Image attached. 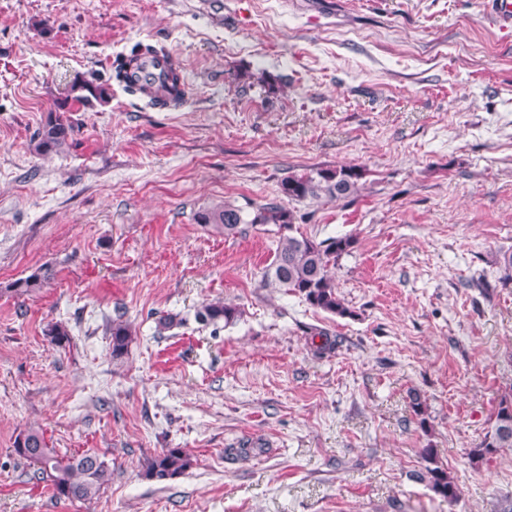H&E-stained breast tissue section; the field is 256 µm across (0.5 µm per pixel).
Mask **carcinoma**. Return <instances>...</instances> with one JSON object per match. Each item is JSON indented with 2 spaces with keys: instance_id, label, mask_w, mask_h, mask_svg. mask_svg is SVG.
Listing matches in <instances>:
<instances>
[{
  "instance_id": "carcinoma-1",
  "label": "carcinoma",
  "mask_w": 512,
  "mask_h": 512,
  "mask_svg": "<svg viewBox=\"0 0 512 512\" xmlns=\"http://www.w3.org/2000/svg\"><path fill=\"white\" fill-rule=\"evenodd\" d=\"M70 95L77 102L93 104L107 95V88L87 81H76L70 86ZM73 131L70 120L62 113L50 116L34 134V151L45 155L63 147ZM361 173L351 166L313 168L302 173H291L281 182V194L288 201H353L359 195ZM200 223L233 236L241 232V225L253 227L273 224L277 227V246L274 259L263 275V286L282 288L300 295L310 306L346 317L353 311L345 305L336 292L334 269L339 258L350 252L355 239L350 236L329 237L320 241L294 234L296 215L282 202H268L246 210L232 203L216 205L198 215ZM53 280V272L41 267L25 278L7 285L5 291L19 297L39 293ZM241 310L230 303H206L196 312V318L205 325L238 320ZM112 358L125 355L131 342L130 325L117 318L109 323ZM47 336L56 347L70 341L67 326L61 322L49 324ZM504 448H512V397L501 398L495 413L494 424L484 439L473 449L471 458L480 460ZM13 452L36 467L35 477L51 482L54 495L69 501H91L112 482V466L96 452L85 451L61 456L48 446L43 433L30 427L19 435ZM426 462L417 478L448 506L461 498V489L447 469L438 464L433 449L423 452ZM194 465L189 453L181 448H168L147 459L144 476L151 480H166L185 474Z\"/></svg>"
}]
</instances>
